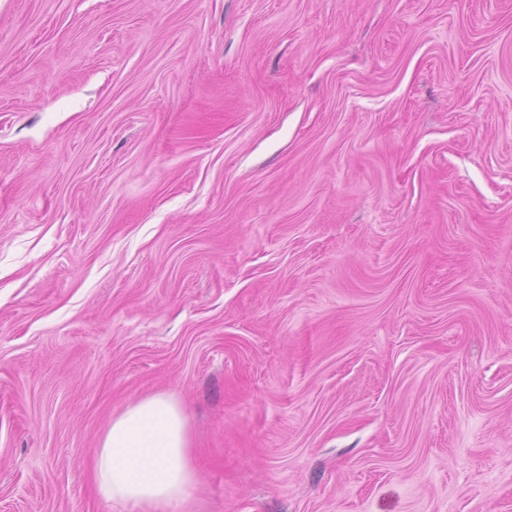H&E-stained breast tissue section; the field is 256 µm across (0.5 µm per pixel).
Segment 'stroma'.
I'll list each match as a JSON object with an SVG mask.
<instances>
[{
    "label": "stroma",
    "mask_w": 512,
    "mask_h": 512,
    "mask_svg": "<svg viewBox=\"0 0 512 512\" xmlns=\"http://www.w3.org/2000/svg\"><path fill=\"white\" fill-rule=\"evenodd\" d=\"M512 512V0H0V512ZM93 469L100 496L129 512H193L198 476L179 401L160 392L129 402L112 417Z\"/></svg>",
    "instance_id": "35a3bbf8"
}]
</instances>
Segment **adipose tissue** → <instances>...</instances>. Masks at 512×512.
<instances>
[{
	"label": "adipose tissue",
	"instance_id": "obj_1",
	"mask_svg": "<svg viewBox=\"0 0 512 512\" xmlns=\"http://www.w3.org/2000/svg\"><path fill=\"white\" fill-rule=\"evenodd\" d=\"M93 469L100 496L127 512H192L198 476L179 401L160 392L129 402L104 432Z\"/></svg>",
	"mask_w": 512,
	"mask_h": 512
}]
</instances>
